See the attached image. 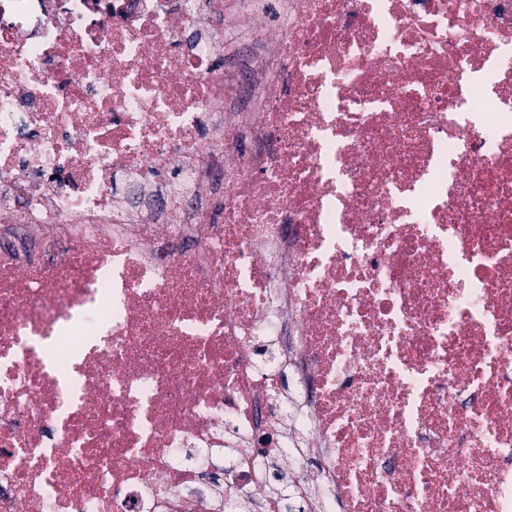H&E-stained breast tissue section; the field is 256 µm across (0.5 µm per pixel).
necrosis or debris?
Listing matches in <instances>:
<instances>
[{"instance_id": "4bbe7bcc", "label": "necrosis or debris", "mask_w": 512, "mask_h": 512, "mask_svg": "<svg viewBox=\"0 0 512 512\" xmlns=\"http://www.w3.org/2000/svg\"><path fill=\"white\" fill-rule=\"evenodd\" d=\"M290 498L512 512V0H0V512Z\"/></svg>"}]
</instances>
